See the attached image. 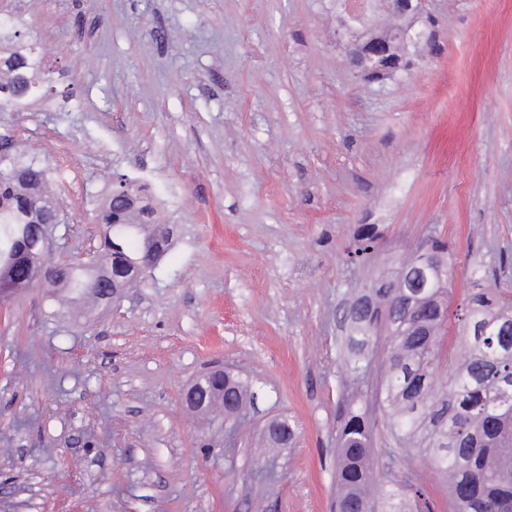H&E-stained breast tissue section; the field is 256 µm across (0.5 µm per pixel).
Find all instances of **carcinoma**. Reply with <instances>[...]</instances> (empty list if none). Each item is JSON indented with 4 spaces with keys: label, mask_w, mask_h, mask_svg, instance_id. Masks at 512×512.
<instances>
[{
    "label": "carcinoma",
    "mask_w": 512,
    "mask_h": 512,
    "mask_svg": "<svg viewBox=\"0 0 512 512\" xmlns=\"http://www.w3.org/2000/svg\"><path fill=\"white\" fill-rule=\"evenodd\" d=\"M55 90L32 53L0 56V109ZM48 170L35 160L0 156V283L36 245L34 197L49 202ZM116 192L95 210L104 229L103 261L64 271L66 289L90 295L85 283L100 274L121 277L124 259L152 269L142 225L154 224L155 207L133 182L119 175ZM120 224L118 232L112 225ZM375 228L354 236L351 255L368 254ZM399 277L381 276L378 287L355 298L346 312L343 363L352 393L340 420L336 450V512H425L424 489L382 471L371 454L372 429L358 405L379 335L390 338L376 401L388 418L391 447L423 461L448 484L452 512H512V300L496 288L472 294L458 335H449L451 277L448 246L431 238L425 255L403 262ZM448 373H442L443 367ZM247 389L224 381V419L239 417ZM293 427L281 422L265 433L269 445L288 444Z\"/></svg>",
    "instance_id": "obj_1"
}]
</instances>
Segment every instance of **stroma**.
<instances>
[{
	"label": "stroma",
	"instance_id": "1",
	"mask_svg": "<svg viewBox=\"0 0 512 512\" xmlns=\"http://www.w3.org/2000/svg\"><path fill=\"white\" fill-rule=\"evenodd\" d=\"M425 9L429 51L368 82L336 0H0L57 88L0 111L11 151L54 170L51 263L87 261L119 173L170 230L114 304L0 298V512H332L347 303L432 236L450 316L478 288L512 294V0ZM364 224L383 240L357 262ZM216 364L253 394L231 437L181 404ZM364 409L379 466L449 512ZM280 419L293 440L261 447Z\"/></svg>",
	"mask_w": 512,
	"mask_h": 512
}]
</instances>
